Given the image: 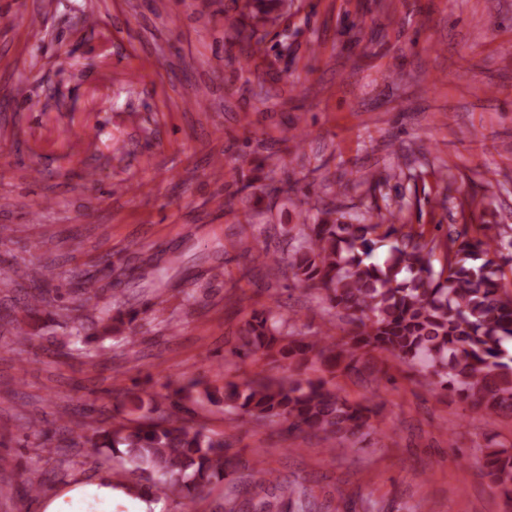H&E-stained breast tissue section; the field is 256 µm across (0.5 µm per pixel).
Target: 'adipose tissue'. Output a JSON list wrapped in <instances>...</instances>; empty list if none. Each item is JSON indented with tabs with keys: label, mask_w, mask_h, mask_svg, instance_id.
<instances>
[{
	"label": "adipose tissue",
	"mask_w": 512,
	"mask_h": 512,
	"mask_svg": "<svg viewBox=\"0 0 512 512\" xmlns=\"http://www.w3.org/2000/svg\"><path fill=\"white\" fill-rule=\"evenodd\" d=\"M118 503L131 505L132 512H160L159 502H148L114 486L110 474H102L94 483H71L59 495L43 499L41 512H115Z\"/></svg>",
	"instance_id": "obj_1"
}]
</instances>
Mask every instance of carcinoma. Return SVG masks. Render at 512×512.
Instances as JSON below:
<instances>
[{
  "label": "carcinoma",
  "mask_w": 512,
  "mask_h": 512,
  "mask_svg": "<svg viewBox=\"0 0 512 512\" xmlns=\"http://www.w3.org/2000/svg\"><path fill=\"white\" fill-rule=\"evenodd\" d=\"M284 13L282 0H243L237 24L242 43L240 69H250L252 41L267 36L266 27ZM336 207L301 209L300 224L280 225L288 239V257H279L259 239L240 240L253 261L284 265L295 286L324 292L327 313L349 318L356 330L342 342L327 332L300 336L289 330L290 318L277 307L255 310L234 336L225 340L228 354L245 361L259 354L276 357L290 366L319 363L330 373L377 375L393 361L406 365L444 392L488 415L512 418V358L503 361V342L512 339V281L505 264L487 258L512 248L505 225H484L483 237L459 240L426 239L407 229L394 210L377 221L341 219ZM388 247L384 263L371 261L380 247ZM25 306L35 311L52 307L72 323L75 342L100 343L124 335L138 341L139 311L123 303L89 320L38 280L18 288ZM129 413L118 422L92 426L85 421L92 407L64 411L59 419L75 448L112 465L118 484L131 483L158 496L181 494L180 512H192L196 499L211 495L217 484L235 472L225 452L224 435L197 425L191 407L221 403L231 419L253 427L288 425L294 431L323 434L340 445L355 443L381 411L373 401H351L323 379H256L226 382L214 388L190 378L168 380L162 391L145 396L118 391ZM482 470L507 503H512V448H487ZM55 460L46 458L21 473V484L38 495L58 476ZM216 512H324L312 490L302 483L279 480L261 466L252 470L244 488L218 496Z\"/></svg>",
  "instance_id": "cac0c4a2"
}]
</instances>
